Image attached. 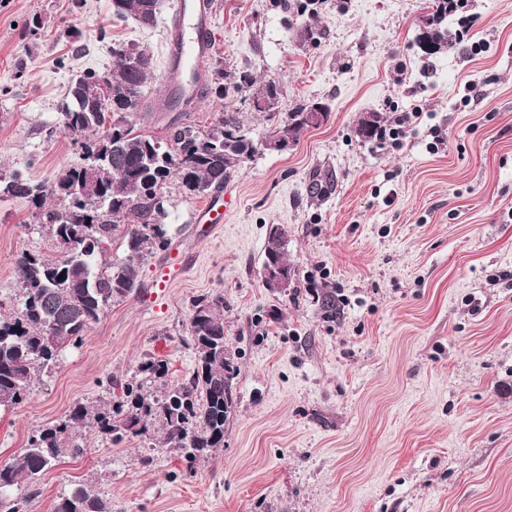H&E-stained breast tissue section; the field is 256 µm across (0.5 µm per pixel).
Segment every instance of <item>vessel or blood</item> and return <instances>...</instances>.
Returning <instances> with one entry per match:
<instances>
[{
    "label": "vessel or blood",
    "mask_w": 512,
    "mask_h": 512,
    "mask_svg": "<svg viewBox=\"0 0 512 512\" xmlns=\"http://www.w3.org/2000/svg\"><path fill=\"white\" fill-rule=\"evenodd\" d=\"M210 14L209 0H178L168 42V53L173 64L169 80L172 91L181 90L184 69H192L197 76L204 72V61L210 49ZM223 205V194H215L207 205L197 212L196 223H223Z\"/></svg>",
    "instance_id": "1"
}]
</instances>
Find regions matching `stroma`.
<instances>
[{
  "label": "stroma",
  "mask_w": 512,
  "mask_h": 512,
  "mask_svg": "<svg viewBox=\"0 0 512 512\" xmlns=\"http://www.w3.org/2000/svg\"><path fill=\"white\" fill-rule=\"evenodd\" d=\"M212 2L207 67L279 82L280 112L319 102L329 120L243 163L214 234L195 222L206 198L167 190L170 246L143 260L137 296L0 408V464L75 403L117 402L114 379L147 357L188 377L191 303L212 293L240 366L224 446L191 462L156 427L119 443L82 429L84 454L22 483L20 512H53L80 484L111 512H512V0H472L469 40L431 59L415 43L430 0H322L315 45L276 0ZM175 3L144 28L114 20L111 0H0V176L49 183L80 163L65 92L115 44L152 56L148 97L162 98ZM227 109L266 135L244 91L179 113L201 128ZM369 112L413 114L400 148L356 137ZM276 224L295 269L285 292L261 276ZM53 250L34 206L0 196V317L18 256Z\"/></svg>",
  "instance_id": "1"
}]
</instances>
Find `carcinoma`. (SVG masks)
Instances as JSON below:
<instances>
[{
  "label": "carcinoma",
  "instance_id": "obj_1",
  "mask_svg": "<svg viewBox=\"0 0 512 512\" xmlns=\"http://www.w3.org/2000/svg\"><path fill=\"white\" fill-rule=\"evenodd\" d=\"M147 0H124L114 8L118 19L140 18L150 27L157 17L145 8ZM465 0H432L429 15L434 25L425 33L432 49L420 48L433 56L452 48L442 23L448 13L464 7ZM320 0H290L288 9L307 19V40L316 45L321 39L318 26ZM135 63L130 64L112 50V62L105 67L112 83L127 94L114 99L112 111L98 112L82 93L69 87L61 113L64 131L74 144L87 152L104 143L99 159L107 170L101 192L82 196L77 187L82 167L61 170L50 186L34 184L19 173L0 184V194L25 198L39 211L42 227L56 244L54 257L23 253L18 259L19 299L8 317L0 318V407L22 404L29 396L39 373L50 371L61 353L76 346L87 330L113 303L139 293L138 261L155 249L170 244L169 227L164 224L165 192L176 183L186 198H194L224 188V183L261 151L251 129L240 113L226 111L205 128L181 122L174 116L165 139L146 134L135 127L141 112L151 111L145 87L152 73L149 53L126 48ZM256 83L246 71L215 68L205 91L221 98L227 89L242 90ZM281 86L267 81L268 105H252L255 112L273 121L269 134L295 144L309 128L326 123L323 113L313 123L307 115L315 105L299 103L281 120H276ZM387 119L379 112L362 117L355 134L363 143L378 145L379 131ZM55 204L50 205L48 201ZM119 234L126 257L106 259L112 235ZM285 231L270 229L262 268L276 265L289 273ZM188 335L196 363L183 381L162 383L159 394L144 389L168 375V362L147 358L138 368L141 382L122 384L123 398L112 406L75 404L65 419L33 434L28 447L12 461L0 464V500L23 480H32L55 466L65 451L73 456L84 453L74 433L97 428L116 441L140 436L150 426L159 425L164 443L184 453L188 461L208 456L224 447V432L231 412L226 408L225 389L238 377L237 360L224 355V294L195 298L188 316ZM54 512H111L92 489L78 486L59 498Z\"/></svg>",
  "mask_w": 512,
  "mask_h": 512
}]
</instances>
